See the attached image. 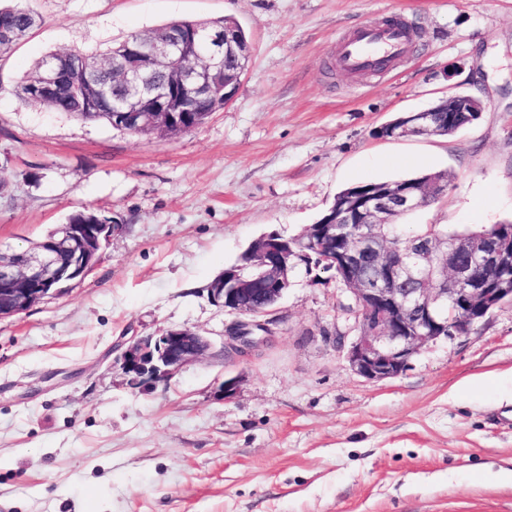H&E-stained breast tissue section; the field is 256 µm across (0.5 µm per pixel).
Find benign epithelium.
<instances>
[{
    "label": "benign epithelium",
    "instance_id": "7a95c632",
    "mask_svg": "<svg viewBox=\"0 0 512 512\" xmlns=\"http://www.w3.org/2000/svg\"><path fill=\"white\" fill-rule=\"evenodd\" d=\"M251 43L227 26L172 31L159 29L147 38L126 42L112 51V126L136 134L168 135L200 127L198 113L189 103L206 100L218 88L224 103L235 96L251 57ZM234 57L240 69L229 72L224 59ZM66 90L61 62L43 64L33 91L45 102ZM483 103L469 95L452 94L440 104L411 112L398 127H380L393 138L431 135L436 112L470 113L475 121ZM448 189L445 178L423 183L404 180L376 184L331 207L324 222L308 224L293 239L270 234L255 242L252 262L259 272L243 267L226 269L207 287L211 301L237 319L224 329V349L244 357L265 344L271 331L264 316L282 299L291 285V273L303 253V241L349 293L363 315L358 335L346 349L351 370L368 381L400 376L425 346L440 338L461 336L490 310L512 302V288H505L495 273L512 267V228L476 233L467 238L420 240L404 252L387 244V228L403 214L426 206ZM370 224L374 231L362 233ZM123 225L90 215L68 220L24 250L0 248V319L19 314L33 305L69 290L82 281L98 260L102 243ZM361 237L358 247L350 241ZM379 264L380 276H359L365 258ZM409 281L410 288H394ZM457 302L466 316L439 320L448 302ZM210 341L188 328H169L155 336H133L121 346L115 363L132 388L167 383L184 366L204 358Z\"/></svg>",
    "mask_w": 512,
    "mask_h": 512
}]
</instances>
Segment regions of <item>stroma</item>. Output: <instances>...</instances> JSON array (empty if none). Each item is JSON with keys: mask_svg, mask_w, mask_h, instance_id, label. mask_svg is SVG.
Here are the masks:
<instances>
[{"mask_svg": "<svg viewBox=\"0 0 512 512\" xmlns=\"http://www.w3.org/2000/svg\"><path fill=\"white\" fill-rule=\"evenodd\" d=\"M24 4L41 22L0 54V246L25 248L83 209L123 230L75 287L0 319V512H512V302L369 382L345 359L358 331L333 275L298 265L272 336L243 360L225 355L232 316L206 290L353 182L444 172L447 195L410 223L512 221V0ZM225 17L251 61L194 131L132 136L14 95L50 52ZM388 18L420 32L402 65L336 71L337 38ZM451 93L486 109L450 136L375 137ZM172 327L207 337L209 354L129 387L117 346Z\"/></svg>", "mask_w": 512, "mask_h": 512, "instance_id": "obj_1", "label": "stroma"}]
</instances>
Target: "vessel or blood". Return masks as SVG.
I'll return each instance as SVG.
<instances>
[{
    "label": "vessel or blood",
    "instance_id": "1",
    "mask_svg": "<svg viewBox=\"0 0 512 512\" xmlns=\"http://www.w3.org/2000/svg\"><path fill=\"white\" fill-rule=\"evenodd\" d=\"M410 46L403 29L382 23L362 27L340 38L337 64L350 76H357L386 63L396 68L406 58Z\"/></svg>",
    "mask_w": 512,
    "mask_h": 512
}]
</instances>
